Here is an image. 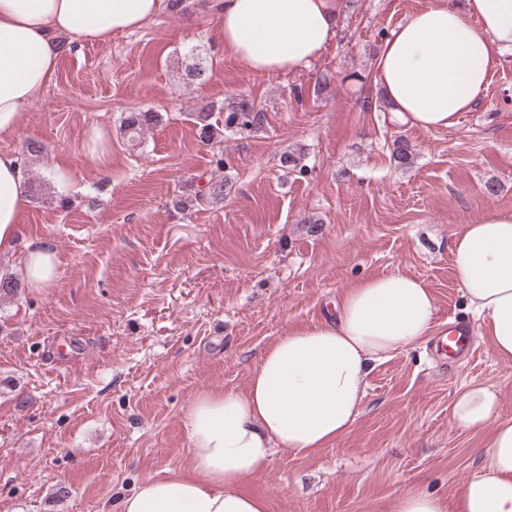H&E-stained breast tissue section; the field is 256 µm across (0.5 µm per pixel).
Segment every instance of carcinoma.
Wrapping results in <instances>:
<instances>
[{
  "label": "carcinoma",
  "instance_id": "cac0c4a2",
  "mask_svg": "<svg viewBox=\"0 0 512 512\" xmlns=\"http://www.w3.org/2000/svg\"><path fill=\"white\" fill-rule=\"evenodd\" d=\"M182 65L184 75L190 82H202L208 74L204 61L196 57L194 51L183 54ZM161 116L152 110L130 112L124 118L121 128L130 141L140 139L144 131L159 124ZM193 123L199 140L211 145L221 142L226 132L250 134L262 130L266 123V113L262 105L244 96H232L221 103L207 104L197 112L192 113ZM304 154L300 151H285L281 155V164L303 177L307 173L306 165L302 163ZM416 158V149L403 135H397L392 140L390 159L399 169H410ZM232 185L226 179H210L195 192L192 197L175 199V206L186 210L191 205L218 203L231 192Z\"/></svg>",
  "mask_w": 512,
  "mask_h": 512
}]
</instances>
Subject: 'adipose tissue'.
Segmentation results:
<instances>
[{"instance_id": "obj_1", "label": "adipose tissue", "mask_w": 512, "mask_h": 512, "mask_svg": "<svg viewBox=\"0 0 512 512\" xmlns=\"http://www.w3.org/2000/svg\"><path fill=\"white\" fill-rule=\"evenodd\" d=\"M159 0H0V134L17 133L24 114L50 84L65 39L105 41L140 28ZM344 0H202L224 51L252 71L275 76L307 66L336 34ZM512 52V0H444L411 13L385 40L375 81L407 126L458 124L488 84L496 55ZM30 188L16 155L0 153V254H19L28 287H53L54 246L20 245ZM454 269L470 312L497 356L512 361V212L490 211L462 225L450 242ZM436 300L419 278L389 273L357 281L335 318L289 330L265 349L246 391H205L184 416L189 470L147 480L123 497L120 512H269L244 490L275 449L308 455L352 429L371 362L429 336ZM450 419L459 429H489L477 453L483 470L455 504L416 491L392 512H512V418L499 415L491 387L460 389Z\"/></svg>"}]
</instances>
